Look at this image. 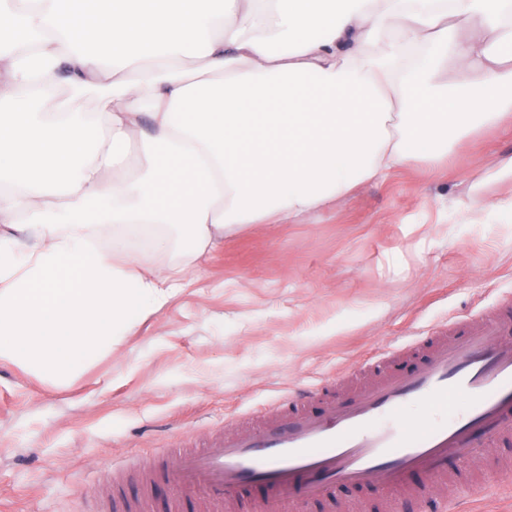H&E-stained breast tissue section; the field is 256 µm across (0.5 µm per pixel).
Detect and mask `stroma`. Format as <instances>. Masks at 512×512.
Wrapping results in <instances>:
<instances>
[{
	"label": "stroma",
	"instance_id": "stroma-1",
	"mask_svg": "<svg viewBox=\"0 0 512 512\" xmlns=\"http://www.w3.org/2000/svg\"><path fill=\"white\" fill-rule=\"evenodd\" d=\"M480 147L416 164L289 223L242 224L192 284L65 387L0 362V512H100L105 471L250 429L262 404L335 377L440 323L492 316L512 295V124ZM502 498L482 500L481 484ZM458 512H512V441L439 489ZM211 512L205 495L154 485L144 512Z\"/></svg>",
	"mask_w": 512,
	"mask_h": 512
}]
</instances>
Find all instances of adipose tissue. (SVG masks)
I'll return each instance as SVG.
<instances>
[{"instance_id":"ef3b65f1","label":"adipose tissue","mask_w":512,"mask_h":512,"mask_svg":"<svg viewBox=\"0 0 512 512\" xmlns=\"http://www.w3.org/2000/svg\"><path fill=\"white\" fill-rule=\"evenodd\" d=\"M509 114L512 0H0V361L69 385L182 289L159 257Z\"/></svg>"}]
</instances>
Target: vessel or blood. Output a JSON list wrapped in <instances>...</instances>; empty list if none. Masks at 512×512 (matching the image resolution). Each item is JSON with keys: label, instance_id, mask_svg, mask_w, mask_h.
Returning a JSON list of instances; mask_svg holds the SVG:
<instances>
[{"label": "vessel or blood", "instance_id": "obj_1", "mask_svg": "<svg viewBox=\"0 0 512 512\" xmlns=\"http://www.w3.org/2000/svg\"><path fill=\"white\" fill-rule=\"evenodd\" d=\"M512 297L495 318L424 337L408 368L387 367L348 394L336 382L282 398L256 429L226 433L214 448H176L130 475L113 471L112 512H127L126 481L148 478L205 491L214 512H290L324 505L336 487L369 490L399 512L402 496L430 501L449 459L479 458L512 434Z\"/></svg>", "mask_w": 512, "mask_h": 512}]
</instances>
